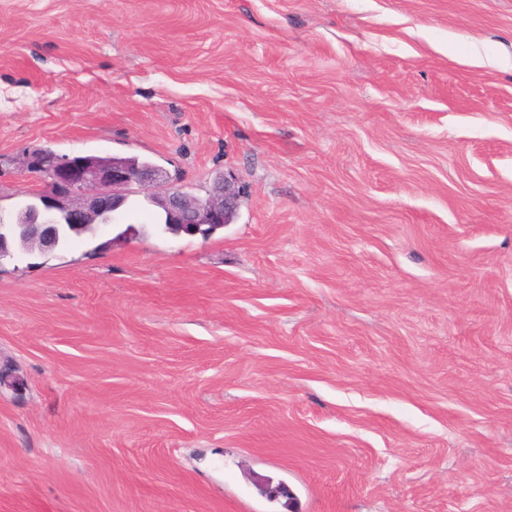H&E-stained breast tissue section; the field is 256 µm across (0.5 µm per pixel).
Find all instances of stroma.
Instances as JSON below:
<instances>
[{
	"mask_svg": "<svg viewBox=\"0 0 512 512\" xmlns=\"http://www.w3.org/2000/svg\"><path fill=\"white\" fill-rule=\"evenodd\" d=\"M44 150L241 202L0 263V512H512V0H0Z\"/></svg>",
	"mask_w": 512,
	"mask_h": 512,
	"instance_id": "35a3bbf8",
	"label": "stroma"
}]
</instances>
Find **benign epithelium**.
Masks as SVG:
<instances>
[{"instance_id":"1","label":"benign epithelium","mask_w":512,"mask_h":512,"mask_svg":"<svg viewBox=\"0 0 512 512\" xmlns=\"http://www.w3.org/2000/svg\"><path fill=\"white\" fill-rule=\"evenodd\" d=\"M27 168L47 178L33 202L9 220L0 217V261L15 258L11 246L34 243L52 252L63 243L66 228L84 224L100 231L120 226L124 206L135 193L147 196L171 224L197 235L213 224H226L240 207V191L232 181L215 187L205 198L190 197L168 182L165 172L149 165H129L82 156L63 157L48 151L30 156Z\"/></svg>"}]
</instances>
